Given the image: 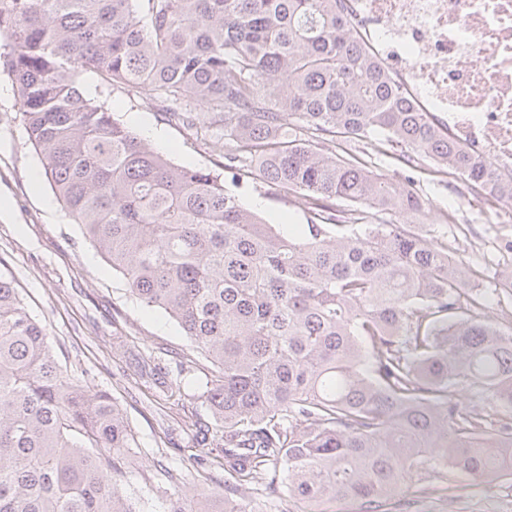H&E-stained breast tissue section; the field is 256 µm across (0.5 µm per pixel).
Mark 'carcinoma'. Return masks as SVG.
<instances>
[{
    "label": "carcinoma",
    "mask_w": 512,
    "mask_h": 512,
    "mask_svg": "<svg viewBox=\"0 0 512 512\" xmlns=\"http://www.w3.org/2000/svg\"><path fill=\"white\" fill-rule=\"evenodd\" d=\"M346 0H0V54L28 139L83 237L146 311L217 368L204 394L224 496L165 471L157 512H272L512 470V330L448 251L396 224L427 203L322 136H371L460 170L500 202L512 175L456 145L374 60ZM223 150L240 185L301 191L266 224L224 177L174 164L79 89L84 70ZM477 390L489 407L464 401ZM138 444L110 395L64 374L0 273V512H150L123 486Z\"/></svg>",
    "instance_id": "carcinoma-1"
}]
</instances>
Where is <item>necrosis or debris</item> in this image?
Segmentation results:
<instances>
[{
  "label": "necrosis or debris",
  "mask_w": 512,
  "mask_h": 512,
  "mask_svg": "<svg viewBox=\"0 0 512 512\" xmlns=\"http://www.w3.org/2000/svg\"><path fill=\"white\" fill-rule=\"evenodd\" d=\"M358 40L451 138L512 172V0H347Z\"/></svg>",
  "instance_id": "obj_1"
}]
</instances>
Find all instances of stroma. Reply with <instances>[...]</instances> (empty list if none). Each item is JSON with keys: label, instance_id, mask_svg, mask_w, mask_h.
Segmentation results:
<instances>
[{"label": "stroma", "instance_id": "stroma-1", "mask_svg": "<svg viewBox=\"0 0 512 512\" xmlns=\"http://www.w3.org/2000/svg\"><path fill=\"white\" fill-rule=\"evenodd\" d=\"M79 88L106 102L136 133L157 131L159 149L174 163L222 171L224 158L211 142L168 121L160 107L123 85H105L98 73L87 70ZM346 149L393 182L411 183L428 201L426 216L412 222V229L462 260L472 281L495 300L489 319L512 326V210L504 204L483 208L468 182L429 162L405 163L388 145L354 142ZM39 169L11 81L0 72V272L13 278L30 313L45 325L69 377L119 400L142 448L125 480L128 491L154 498L165 482L164 467L183 469L197 484L209 474L223 477V454L214 453L199 466L189 444V423H213L195 382L196 376L210 373L211 364L201 360L193 374H181L191 353L186 337L164 312L144 311L130 297L121 277L66 216L48 182L36 179ZM238 193L266 223L307 221L301 194L261 183L246 184ZM136 350L160 357L159 377H140L132 358ZM388 512H512V498L490 499L472 478L451 473L400 495Z\"/></svg>", "mask_w": 512, "mask_h": 512}]
</instances>
